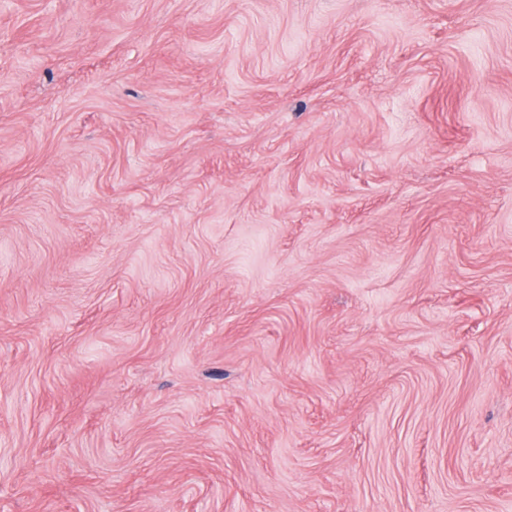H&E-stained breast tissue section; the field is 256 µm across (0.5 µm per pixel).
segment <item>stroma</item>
<instances>
[{"mask_svg":"<svg viewBox=\"0 0 512 512\" xmlns=\"http://www.w3.org/2000/svg\"><path fill=\"white\" fill-rule=\"evenodd\" d=\"M0 512H512V0H0Z\"/></svg>","mask_w":512,"mask_h":512,"instance_id":"stroma-1","label":"stroma"}]
</instances>
